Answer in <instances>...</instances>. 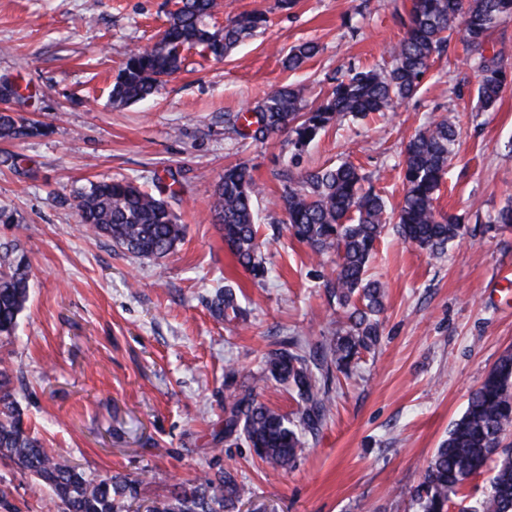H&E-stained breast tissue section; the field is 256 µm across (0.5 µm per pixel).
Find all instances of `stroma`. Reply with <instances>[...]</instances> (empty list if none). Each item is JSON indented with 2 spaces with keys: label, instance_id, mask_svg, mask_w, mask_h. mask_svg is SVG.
Returning <instances> with one entry per match:
<instances>
[{
  "label": "stroma",
  "instance_id": "1",
  "mask_svg": "<svg viewBox=\"0 0 512 512\" xmlns=\"http://www.w3.org/2000/svg\"><path fill=\"white\" fill-rule=\"evenodd\" d=\"M174 3L0 0V80L19 85L17 112L49 128L0 141V253L25 254L32 287L16 340L0 345V370L36 437L93 475L143 479L145 502L218 464L251 489L240 512H413L410 489L512 349V281L502 277L512 269V230L479 231L512 204V84L480 111L475 53L451 41L415 95L385 115L329 128L302 155L303 170L360 166L394 209L407 140L450 117L460 151L435 206L463 231L436 260L387 227L368 270L385 289L380 344L337 387L330 419L295 466L275 470L245 442L225 441L224 372L235 365L259 401L293 414V391L261 375L264 353L292 336L322 340L344 314L323 288L333 256L313 254L286 228L276 177L285 136L235 141L224 115L293 81L308 86L313 104L340 66L385 64L411 0H296L288 10L278 0H217L214 28L260 10L267 29L221 61L186 50L158 93L112 105L127 53L157 41ZM306 40L320 53L288 72L283 56ZM239 161L261 190L258 235L270 267L262 281L236 263L209 211L225 166ZM171 174L183 186L172 209L185 236L167 258L136 257L78 224L73 197L89 183L147 185ZM224 285L249 307L247 322L211 315ZM0 489L15 512H54L43 487L1 460Z\"/></svg>",
  "mask_w": 512,
  "mask_h": 512
}]
</instances>
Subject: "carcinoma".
<instances>
[{"label":"carcinoma","instance_id":"cac0c4a2","mask_svg":"<svg viewBox=\"0 0 512 512\" xmlns=\"http://www.w3.org/2000/svg\"><path fill=\"white\" fill-rule=\"evenodd\" d=\"M216 7V0H176L159 43L138 47L125 58L112 85V102L124 105L154 95L164 78L181 69L184 50L199 47L221 59L266 24L265 14L254 10L213 31L206 19ZM511 16L512 0H412L405 36L392 48L389 66L360 69L348 65L330 77L329 93L308 110L306 88L289 85L267 93L247 116L224 114L227 127L244 139L262 143L273 135L288 134L289 166L278 174L287 229L314 253L336 256L335 276L324 288L345 309L346 319L340 331L311 352L305 341L293 336L265 355L264 373L288 384L298 398L296 418L258 401L253 387L242 385L225 399L224 440L244 441L256 457L275 469L292 466L304 452L305 434H317L330 418L335 401L333 372H347L381 340L384 289L367 278V267L391 220L386 201L373 187H364L367 177L350 162L297 171L298 159L322 131L347 117L387 112L411 97L434 57L454 35L479 51L477 101L481 110L493 109L512 83V71L505 66L512 53L502 45L487 55L485 45L492 29ZM319 51L317 43L304 42L288 51L284 64L297 69ZM43 134L41 124L25 122L9 107L0 110V140ZM458 145L454 122L442 119L409 139L402 161L404 194L396 230L434 258L441 257L462 231L456 217L434 206ZM180 194L171 184L158 185L152 193L133 180H103L78 192L75 210L86 230L109 238L131 254L158 261L173 253L184 238V227L176 222L170 206V200ZM258 195L259 187L246 164L227 166L215 188L211 214L237 262L254 278L262 279L268 269L258 242ZM508 229H512V205L501 208L495 223L482 232ZM30 295L24 257L0 256L1 343L15 338ZM211 310L229 323L245 322L249 316L229 286L215 292ZM511 428L512 351H508L471 393L465 412L425 466L421 481L410 493L417 512H512V449L502 447L504 434ZM0 459L47 487L56 512H130L141 496L142 479L119 474L94 477L45 447L25 424L5 370H0ZM492 460V474L479 498L464 504L461 489ZM249 494V488L233 473L219 468L191 483L173 485L169 496L147 512H234L235 505Z\"/></svg>","mask_w":512,"mask_h":512}]
</instances>
